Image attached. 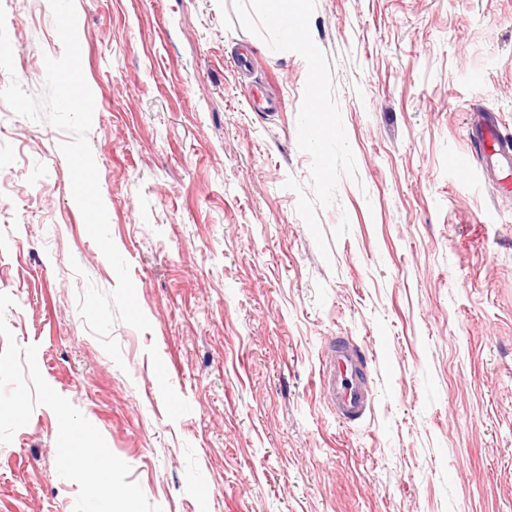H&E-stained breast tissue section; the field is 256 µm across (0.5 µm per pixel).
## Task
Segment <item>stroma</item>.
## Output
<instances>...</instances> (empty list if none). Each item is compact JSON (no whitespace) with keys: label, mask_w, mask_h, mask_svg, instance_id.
Returning <instances> with one entry per match:
<instances>
[{"label":"stroma","mask_w":512,"mask_h":512,"mask_svg":"<svg viewBox=\"0 0 512 512\" xmlns=\"http://www.w3.org/2000/svg\"><path fill=\"white\" fill-rule=\"evenodd\" d=\"M16 75L44 93L64 46L49 0H0ZM111 237L151 323L115 363L77 297L117 277L73 199L69 132L0 107V293L47 383L163 512H512V193L471 113L512 138V0H316L356 178L317 211L288 179L307 64L231 0H75ZM454 158L470 168L451 167ZM373 362L375 407L340 424L330 336ZM58 421L0 444V512H74Z\"/></svg>","instance_id":"stroma-1"}]
</instances>
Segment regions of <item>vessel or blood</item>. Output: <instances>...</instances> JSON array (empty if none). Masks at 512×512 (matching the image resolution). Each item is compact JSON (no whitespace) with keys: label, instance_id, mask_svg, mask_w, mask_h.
<instances>
[{"label":"vessel or blood","instance_id":"b4317fda","mask_svg":"<svg viewBox=\"0 0 512 512\" xmlns=\"http://www.w3.org/2000/svg\"><path fill=\"white\" fill-rule=\"evenodd\" d=\"M477 145L493 166L512 170V145L489 121L481 122ZM319 384L326 404L341 422L358 421L373 409L375 391L368 359L351 338L336 336L327 341Z\"/></svg>","mask_w":512,"mask_h":512}]
</instances>
